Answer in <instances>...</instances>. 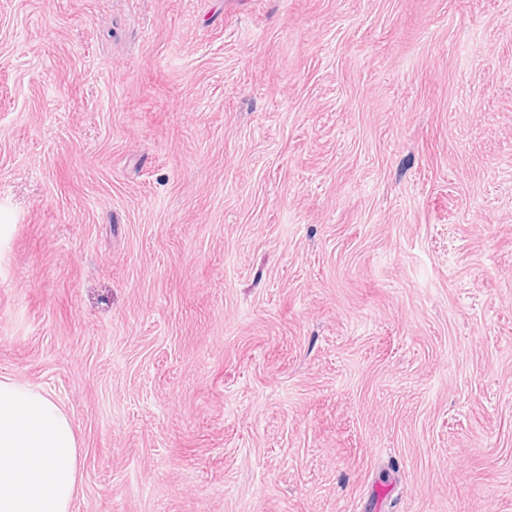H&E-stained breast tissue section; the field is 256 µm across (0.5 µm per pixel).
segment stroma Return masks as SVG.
I'll list each match as a JSON object with an SVG mask.
<instances>
[{
    "instance_id": "1",
    "label": "stroma",
    "mask_w": 512,
    "mask_h": 512,
    "mask_svg": "<svg viewBox=\"0 0 512 512\" xmlns=\"http://www.w3.org/2000/svg\"><path fill=\"white\" fill-rule=\"evenodd\" d=\"M0 375L74 512H512V0H0Z\"/></svg>"
}]
</instances>
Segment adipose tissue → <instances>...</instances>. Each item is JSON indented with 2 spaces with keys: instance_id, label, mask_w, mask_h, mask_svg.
<instances>
[{
  "instance_id": "adipose-tissue-1",
  "label": "adipose tissue",
  "mask_w": 512,
  "mask_h": 512,
  "mask_svg": "<svg viewBox=\"0 0 512 512\" xmlns=\"http://www.w3.org/2000/svg\"><path fill=\"white\" fill-rule=\"evenodd\" d=\"M82 467L63 408L0 376V512H71Z\"/></svg>"
}]
</instances>
